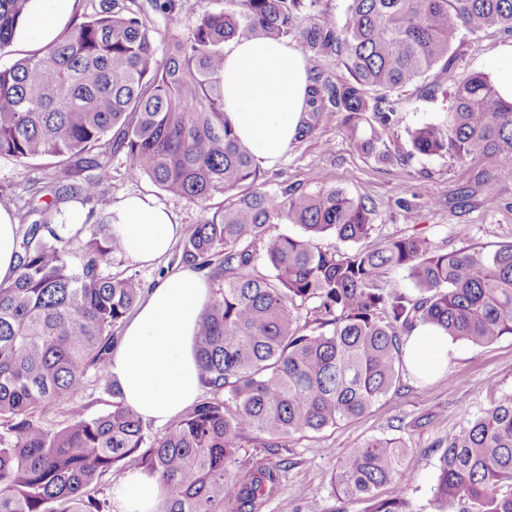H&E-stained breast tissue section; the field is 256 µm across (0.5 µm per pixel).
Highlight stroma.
<instances>
[{
    "instance_id": "1",
    "label": "stroma",
    "mask_w": 512,
    "mask_h": 512,
    "mask_svg": "<svg viewBox=\"0 0 512 512\" xmlns=\"http://www.w3.org/2000/svg\"><path fill=\"white\" fill-rule=\"evenodd\" d=\"M224 0H180L171 17L154 16L163 35L188 32L203 14L223 9ZM512 43V33L490 28L461 31L453 50L460 73H491L499 48ZM394 116L386 140L397 161L381 163L357 150L346 138L342 117L325 107L316 133L293 141L273 166L260 170L267 188L282 184L314 192L336 187L363 201L373 211L374 230L367 239L370 248L392 238L428 239L444 252L459 250L491 252L512 242V178L496 181L486 190L482 181L490 161L459 160L447 156H409V133L415 127L437 122L449 111L451 100L445 87L427 93L425 83L394 92L390 97ZM112 179L107 196L119 204L129 196H148L164 206L184 234H191L203 218L200 207L168 195L150 179H129L126 157H112ZM84 171H63L50 160L19 163L0 158V205L12 212L27 210L28 223L41 221L45 201L33 193L35 185L81 183ZM467 225L459 234V225ZM181 245L149 264L133 262L126 255L108 256L103 274L133 275L144 287H152L180 268ZM512 392V335L494 343L455 345L445 376L428 379L403 371L399 384L380 398L361 417L319 432L297 434L287 439L281 456L270 455L251 440H244L240 460L254 465L288 461L277 496L263 512H367L368 502L347 498L331 482L340 459L372 438H394L405 445L404 469L410 477L405 488L413 512H436L432 487L438 458L449 436L475 415L494 406L503 394Z\"/></svg>"
}]
</instances>
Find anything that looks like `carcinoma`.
I'll use <instances>...</instances> for the list:
<instances>
[{
	"label": "carcinoma",
	"instance_id": "1",
	"mask_svg": "<svg viewBox=\"0 0 512 512\" xmlns=\"http://www.w3.org/2000/svg\"><path fill=\"white\" fill-rule=\"evenodd\" d=\"M29 2L0 0V55ZM348 2L339 25L313 13L317 0H224L222 11L162 41L138 0H101L49 46L0 67V157L75 158L93 171L77 185L42 187L54 201L25 228L15 279L0 284V512H111L104 486L127 459L161 481L157 512H262L284 468L239 461L246 436L277 455L283 438L361 416L393 387L419 326L474 345L512 334V243L445 253L403 238L366 250L372 210L338 188L265 189L225 117L224 45L289 39L348 72L341 83L312 73L309 105L336 109L363 153L390 159L387 94L438 68L453 105L410 132L411 154L512 160V102L487 74H459L451 53L463 29L512 32V0ZM321 117L304 113L296 138L314 135ZM117 152L129 178L203 209L216 195L233 197L194 226L180 256L219 285L195 337L205 397L151 438L110 372L112 330L142 283L102 274L104 259L122 252L106 225L82 240V229L52 223L65 197L107 204ZM283 222L304 234L270 233ZM328 234L350 251L318 246ZM259 258L271 274L255 272ZM385 267L405 271L416 294L381 281ZM307 302L328 331L304 332L298 305ZM94 381L112 389V409L90 416L73 402ZM63 405L59 427L40 420ZM404 451L394 439L351 449L338 464L340 490L369 501V512H411L407 499L378 495L406 485ZM432 493L438 512L456 502L466 503L459 512H512V393L448 437Z\"/></svg>",
	"mask_w": 512,
	"mask_h": 512
}]
</instances>
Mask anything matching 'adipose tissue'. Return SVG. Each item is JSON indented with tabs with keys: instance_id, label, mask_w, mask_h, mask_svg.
<instances>
[{
	"instance_id": "1",
	"label": "adipose tissue",
	"mask_w": 512,
	"mask_h": 512,
	"mask_svg": "<svg viewBox=\"0 0 512 512\" xmlns=\"http://www.w3.org/2000/svg\"><path fill=\"white\" fill-rule=\"evenodd\" d=\"M75 0H31L17 37L45 46L66 25ZM224 111L258 165H274L294 140L308 107V74L292 45L261 38L233 39L224 47ZM112 231L127 256L150 263L167 254L183 227L150 199L123 201ZM12 212L0 206V283L10 281L21 251ZM211 288L206 277L180 268L150 288L126 324L110 370L125 403L143 420L165 423L197 402L200 368L194 353L201 313ZM455 349L448 337L418 328L405 345L407 367L419 376L445 372ZM164 490L158 478L132 470L112 486L113 512H156Z\"/></svg>"
}]
</instances>
